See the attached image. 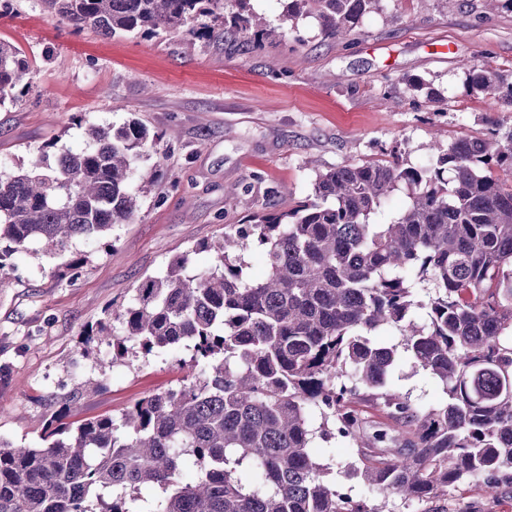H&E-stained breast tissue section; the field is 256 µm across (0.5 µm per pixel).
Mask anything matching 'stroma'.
<instances>
[{"mask_svg": "<svg viewBox=\"0 0 512 512\" xmlns=\"http://www.w3.org/2000/svg\"><path fill=\"white\" fill-rule=\"evenodd\" d=\"M361 29L339 43L301 16L284 40L229 49L182 34L78 32L41 0H0V40L29 61L28 90L0 104V170L28 166L48 143L57 154L86 148L92 124L135 119L157 137L136 165L155 188L130 223L58 256H11L0 288V438L42 446L75 393L81 409L70 423L121 417L177 386L186 371L171 357L116 361L107 347L84 349L82 337L177 256L208 267L211 254L197 246L225 227L310 199L317 174L342 164L396 150L419 167L432 160L430 142L512 131L511 106L466 91L470 64L512 73V11L487 19L473 0H381ZM233 184L248 186L242 201L226 197ZM89 379L98 389L84 390ZM390 383L423 408L446 400L438 380L406 362ZM348 487L354 501L388 512H512V488L463 482L447 498L403 505L359 478Z\"/></svg>", "mask_w": 512, "mask_h": 512, "instance_id": "stroma-1", "label": "stroma"}]
</instances>
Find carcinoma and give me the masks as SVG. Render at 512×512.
Masks as SVG:
<instances>
[{"mask_svg":"<svg viewBox=\"0 0 512 512\" xmlns=\"http://www.w3.org/2000/svg\"><path fill=\"white\" fill-rule=\"evenodd\" d=\"M42 2L102 36L260 44L304 14L348 41L380 0H288L277 26L256 19L249 0ZM28 71L23 53L0 41V102L27 89ZM467 88L512 105V80L485 64L468 68ZM87 138L80 152L42 151L28 169L0 171L1 273L19 249L58 254L135 216L130 182L156 137L131 119L93 125ZM399 188L407 205L381 221ZM313 190L310 202L255 211L199 245L214 253L210 268L193 271L182 255L107 313L87 341L116 359L130 343L145 357L183 347L187 374L118 423L61 422L41 447L0 438V512H383L354 502L333 464L311 454L315 439L336 437L358 455L342 476L403 502L446 498L466 479L512 487V132L462 137L421 169L399 155L344 164L318 174ZM254 248L261 279L244 261ZM424 281L435 287L425 302ZM387 331L442 382L443 407L423 409L389 384L397 348L375 340Z\"/></svg>","mask_w":512,"mask_h":512,"instance_id":"carcinoma-1","label":"carcinoma"}]
</instances>
